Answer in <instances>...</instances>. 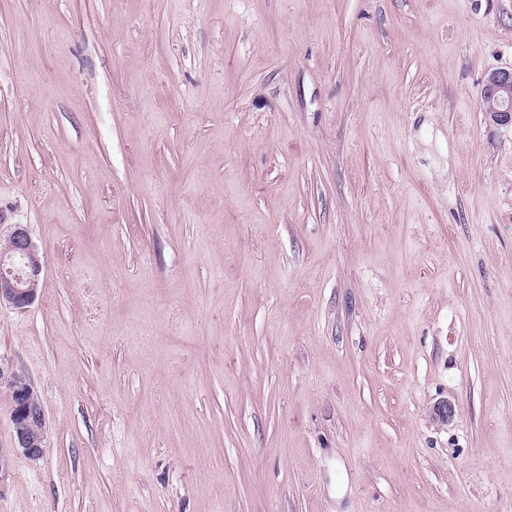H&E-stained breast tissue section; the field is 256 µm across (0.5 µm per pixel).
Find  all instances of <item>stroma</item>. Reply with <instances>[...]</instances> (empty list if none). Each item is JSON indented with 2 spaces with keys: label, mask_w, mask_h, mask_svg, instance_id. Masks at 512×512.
<instances>
[{
  "label": "stroma",
  "mask_w": 512,
  "mask_h": 512,
  "mask_svg": "<svg viewBox=\"0 0 512 512\" xmlns=\"http://www.w3.org/2000/svg\"><path fill=\"white\" fill-rule=\"evenodd\" d=\"M510 68L512 0H0V512H512ZM482 110L493 122L512 121V70L498 71L488 78ZM10 247L0 250V304L24 311L39 290L43 262L26 224H9ZM0 381L7 382L12 388L11 419L18 448H21L31 459L41 458L46 447V418L40 400L31 384L2 362L0 363Z\"/></svg>",
  "instance_id": "obj_1"
}]
</instances>
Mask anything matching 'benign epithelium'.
Returning <instances> with one entry per match:
<instances>
[{
	"label": "benign epithelium",
	"instance_id": "7a95c632",
	"mask_svg": "<svg viewBox=\"0 0 512 512\" xmlns=\"http://www.w3.org/2000/svg\"><path fill=\"white\" fill-rule=\"evenodd\" d=\"M482 110L494 122L512 121V70L493 73L482 95ZM10 247L0 250V304L6 302L23 311L31 305L39 290L43 262L25 224L9 225L6 234ZM0 381L13 392V435L19 448L31 459L45 453L46 418L41 402L30 383L12 368L0 363Z\"/></svg>",
	"mask_w": 512,
	"mask_h": 512
}]
</instances>
